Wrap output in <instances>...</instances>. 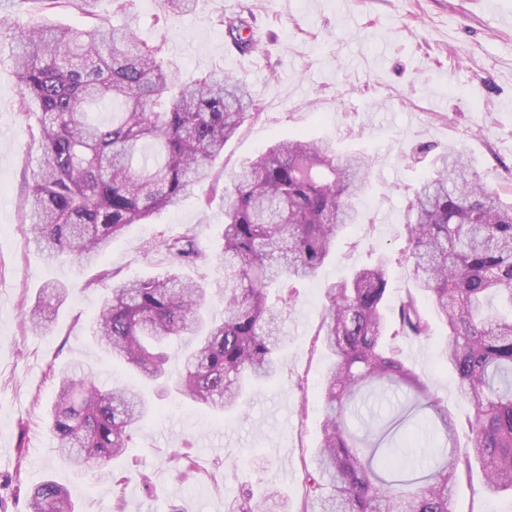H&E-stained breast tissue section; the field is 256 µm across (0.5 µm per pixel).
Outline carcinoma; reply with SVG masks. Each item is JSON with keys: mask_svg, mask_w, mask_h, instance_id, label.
<instances>
[{"mask_svg": "<svg viewBox=\"0 0 512 512\" xmlns=\"http://www.w3.org/2000/svg\"><path fill=\"white\" fill-rule=\"evenodd\" d=\"M45 11L77 5L81 28L16 13L13 38L18 112L41 113L40 163L27 206L34 241L87 267L131 224L177 207L206 178L242 125L260 115L244 84L211 72L193 82L164 58L166 37L153 44L137 34L134 0H40ZM163 22L185 16L196 0H161ZM124 20L112 25V18ZM253 14L220 19L241 53L258 49ZM104 101L119 106L106 123L91 118ZM153 155H144L146 146ZM435 174L413 192L406 216L407 261L416 288L427 294L447 338L439 355L473 410L470 445L454 443L456 425L430 385L399 356L395 341L431 335L427 314L409 292L389 318L384 312L390 269L385 257L324 288L321 331L332 356L324 380L318 469L307 478L302 512H455V488L478 463L491 495L512 494V204L453 149L439 155ZM368 158L338 154L329 142H278L243 165L224 205L222 246L203 251L187 232L149 245L163 250L164 275L112 285L93 326L94 337L133 375L98 386L73 366L59 378L49 428L58 455L79 469L107 475L122 497L126 477L108 464L121 456L149 410L142 383H168L164 347L190 339L174 388L215 415L233 412L247 393L273 379L288 342L284 314L303 282L316 276L338 236L358 223L355 200L366 185ZM215 262L224 271V308L208 312L207 289L183 280L178 265ZM66 295L42 288L31 328L54 322ZM379 384L412 397L410 409H430L445 440L430 451L423 484L388 481L383 472L408 463L413 446L384 448L383 440L350 430L349 415L363 390ZM170 457L199 474L180 448ZM29 512H75L67 490L44 481L28 492ZM226 512H288V500L268 489L244 493Z\"/></svg>", "mask_w": 512, "mask_h": 512, "instance_id": "1", "label": "carcinoma"}]
</instances>
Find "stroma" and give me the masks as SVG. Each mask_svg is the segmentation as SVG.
<instances>
[{"label":"stroma","mask_w":512,"mask_h":512,"mask_svg":"<svg viewBox=\"0 0 512 512\" xmlns=\"http://www.w3.org/2000/svg\"><path fill=\"white\" fill-rule=\"evenodd\" d=\"M243 6L263 33L249 54L231 46L218 22ZM134 10L141 39H166V59L184 81L224 71L251 88L262 113L225 145L194 196L130 225L96 265L81 268L32 242L25 200L37 166L39 115L14 110L19 90L12 49L9 39L0 40V512H27L28 488L46 478L70 490L76 512H139L149 502L159 512H225L233 497L267 486L296 510L321 440L322 387L331 362L319 334L325 286L387 257V309L395 311L414 287L404 260L405 211L413 188L448 147L462 150L503 202L512 201V0H197L193 12L167 30L157 23L160 0H135ZM299 137L369 156L368 185L357 202L362 219L346 229L316 278L301 286L287 315L280 369L249 395L240 416L217 417L144 386L153 410L110 467L140 465L150 481L131 476L124 506L115 510L110 481L62 461L48 428L63 369L91 367L103 386L130 376L92 338L106 293L97 276L105 269L123 279L166 271L169 258L148 251L149 242L188 230L205 251L218 250L234 173L273 142ZM49 282L65 285L68 295L51 329L39 334L25 326L24 316ZM446 335L436 320L429 338L402 340L400 348L459 425L471 409L439 357ZM184 446L204 467L223 459V470L183 477L169 454ZM455 509L512 512V496L486 493L476 469L460 482Z\"/></svg>","instance_id":"1"}]
</instances>
